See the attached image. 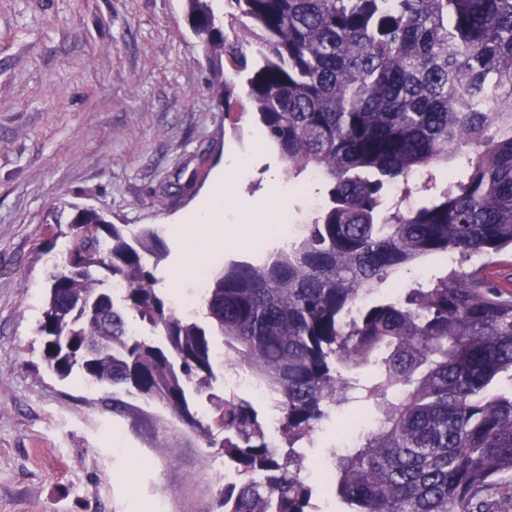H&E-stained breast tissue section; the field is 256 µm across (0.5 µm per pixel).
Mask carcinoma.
I'll list each match as a JSON object with an SVG mask.
<instances>
[{"instance_id":"carcinoma-1","label":"carcinoma","mask_w":512,"mask_h":512,"mask_svg":"<svg viewBox=\"0 0 512 512\" xmlns=\"http://www.w3.org/2000/svg\"><path fill=\"white\" fill-rule=\"evenodd\" d=\"M185 2L205 54L249 73L288 178L314 173L325 195L288 245L208 278L190 315L158 288L159 229L71 206L37 328L48 370L136 394L220 449L241 480L213 512H313L298 448L361 403L374 426L322 482L347 512H508L512 296L478 269L381 286L426 258L512 252V0H227L232 41L213 0ZM225 361L276 400L279 444L215 390Z\"/></svg>"}]
</instances>
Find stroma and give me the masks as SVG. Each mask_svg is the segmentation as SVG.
Returning <instances> with one entry per match:
<instances>
[{
  "label": "stroma",
  "mask_w": 512,
  "mask_h": 512,
  "mask_svg": "<svg viewBox=\"0 0 512 512\" xmlns=\"http://www.w3.org/2000/svg\"><path fill=\"white\" fill-rule=\"evenodd\" d=\"M183 0H0V512H212L224 458L162 407L61 380L40 354L73 205L168 226L228 149L223 259L285 178L238 76L216 100Z\"/></svg>",
  "instance_id": "35a3bbf8"
}]
</instances>
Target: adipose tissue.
<instances>
[{"mask_svg": "<svg viewBox=\"0 0 512 512\" xmlns=\"http://www.w3.org/2000/svg\"><path fill=\"white\" fill-rule=\"evenodd\" d=\"M176 233L183 241V253L169 276V286L175 292L194 280L200 268L211 265L214 260L212 246L224 238L223 171H216L197 206L179 220Z\"/></svg>", "mask_w": 512, "mask_h": 512, "instance_id": "adipose-tissue-1", "label": "adipose tissue"}]
</instances>
